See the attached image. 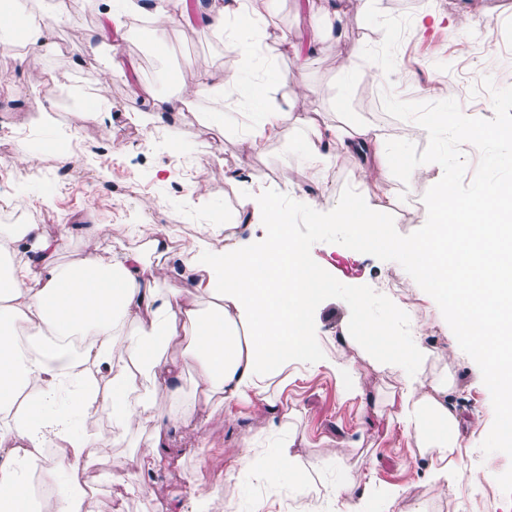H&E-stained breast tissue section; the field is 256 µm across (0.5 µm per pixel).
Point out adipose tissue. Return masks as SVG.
Wrapping results in <instances>:
<instances>
[{"label":"adipose tissue","mask_w":512,"mask_h":512,"mask_svg":"<svg viewBox=\"0 0 512 512\" xmlns=\"http://www.w3.org/2000/svg\"><path fill=\"white\" fill-rule=\"evenodd\" d=\"M101 4L50 0L51 21L28 29L29 49H49L55 28L100 13ZM129 7L151 19L161 48L182 22L166 0H131ZM197 16L203 32L225 33L226 49L246 62L291 45L285 30L266 44L240 39V32L260 19L252 0H198ZM229 88L238 90L244 108L257 112L246 130L251 144L278 133L286 114L281 107L260 105V85L244 82L236 72L218 76L206 68L196 71L192 85L168 96L152 95L150 111L138 121L157 127L190 100L214 101ZM347 155L360 158L366 174L351 197L336 204L334 217L339 224L363 226L371 221V200L388 202L394 192L390 179L373 177L371 167L389 173L407 169L408 151L375 126L339 124L307 140L304 166L331 168ZM241 208L263 224L261 239L231 231L218 248L206 233L177 249L168 229L153 226L142 228L144 248L138 251L105 245L99 225L85 257L74 263L61 261L60 238L47 235L42 225H0V512H99L96 500L74 485L92 465L95 449L147 424L154 437L141 452L140 467L160 470L166 462L160 451L165 435L173 429L194 432L202 400L218 401L228 417L239 406L259 408L288 434L285 445L269 456L257 448L255 435H242V452L225 470V480L262 463L270 478L289 476L300 512H319L292 452L299 434L296 415L282 411L279 403L282 375L307 362L344 376L345 396L360 398L372 413L387 411L412 437L432 481L444 489L453 484L463 423L449 399L448 373L439 366L438 351L422 343L421 326L400 335L387 323L373 322L361 307L342 327L337 343L367 335L390 347L386 353L364 354L376 370L394 374L388 397L366 392L353 362L314 354L310 313L325 288L312 277L305 243L282 229L278 194L256 188ZM174 260L190 273L185 287L165 284ZM268 267L276 268L275 278L262 277ZM176 342L183 345L180 356H168ZM188 373L195 377V389L186 395L178 382ZM160 395L171 400L169 413L156 411ZM103 413L112 421L106 439L92 430ZM45 448L59 450L67 487L36 501L23 470Z\"/></svg>","instance_id":"1"}]
</instances>
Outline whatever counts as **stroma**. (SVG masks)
<instances>
[{
  "label": "stroma",
  "instance_id": "obj_1",
  "mask_svg": "<svg viewBox=\"0 0 512 512\" xmlns=\"http://www.w3.org/2000/svg\"><path fill=\"white\" fill-rule=\"evenodd\" d=\"M367 7L366 0H357L341 37L326 42L307 61H298L285 50L264 59V66L296 75L298 82L268 89V97L282 105L289 117L276 137L254 148L245 147L240 139V130L250 117L237 112L232 103L227 109L235 113V122L214 125L207 132L202 122L212 105L206 101L193 103L170 118L173 134L168 138L136 124V116L150 109L147 100L136 95V87L146 85L166 95L177 80L190 77L198 66L215 73L239 69L238 57L229 54L223 43L189 27L171 30L168 51L161 56L140 45L118 44V52L130 65L124 79L109 84L111 119L102 125L88 124L82 113L56 109L51 123L37 126L28 110L29 100L41 96L44 86L55 78L98 87L100 74L85 60L83 36L97 30L100 16L88 14L60 27L47 51L22 60L0 58V72L14 75L10 87L0 88V158L9 163L14 160L18 144L7 138L13 131L35 129L46 144L26 167L29 178L23 195H16L11 183H0V208L25 206L28 220L44 225L53 235L61 234V225H74L73 233L63 234L61 257L67 262L83 258L85 229L93 224L108 225L113 240L130 248L140 245L130 232L134 224L177 228L182 242L197 237L207 225L215 232V246L220 247L228 224L237 225L243 237L262 234L263 225L241 223L239 204L250 187V177L276 187L281 160L300 165L304 141L311 134L301 119L309 108L318 109L327 124L373 125L389 138L409 140L420 149L426 147L427 135L415 123L386 114L382 106L385 88H392L401 99L417 101L422 90L445 86L462 112L492 117L485 94L474 96L470 89L483 77L495 76L496 71L489 57L475 56L474 47L491 36L494 27L512 21V0H385L386 14L412 18L389 77L377 64L347 55L351 47L376 46L383 40L382 31L364 21ZM310 14V0H266L262 40L272 41L280 30L288 29L296 41H305L311 32ZM65 131L77 134L81 149L70 156L69 175L60 178L56 175L60 163L55 142ZM204 139L211 144L205 153L198 148ZM358 179V159L347 156L333 168L309 172L305 183L309 190L322 191L333 204L350 195ZM434 183V170L424 164L412 172L408 183H396L386 211L393 215L400 234L421 227L426 215L423 196ZM311 255L346 285H368L383 294L388 282L396 283V296L417 309L428 324L426 344L441 352L448 365L452 403L476 429L456 458L459 473L454 485L441 491L429 481L426 466L416 457L413 439L401 426L384 419L367 421L359 401L345 398L343 379L334 370L325 366L300 369L289 377L281 400L284 409L298 412L304 439L294 452L315 493L323 498L326 512H344L341 502L330 494L342 476L333 454L340 443L354 451L350 460L354 481L375 488L363 512H381L382 496L392 487L405 489V506L423 503L429 512H512V458L501 452L486 456L480 451L493 422L490 392L448 324L439 321L433 298L397 262L325 242L315 243ZM314 319L324 352L335 355L334 340L350 319L349 306L340 299L325 300ZM196 423L205 448L190 447L179 436H170L173 454L165 469L149 478V490L142 495L128 493L112 472L120 464L126 473L136 474L139 450L149 441L150 430L129 433L121 443L98 448L95 462L82 474L81 482L91 488L100 512H157L162 503L189 504L199 490L215 491L212 512H225L228 496L240 512H295L297 504L287 484L270 492L263 471L243 473L229 483L224 480V464L235 451L239 433L259 431V442L267 452L279 448L281 437L267 430V419L260 410L242 407L237 421L231 423L225 420L222 407L203 404L197 410ZM478 469L492 472L493 480L473 484L469 475Z\"/></svg>",
  "mask_w": 512,
  "mask_h": 512
}]
</instances>
